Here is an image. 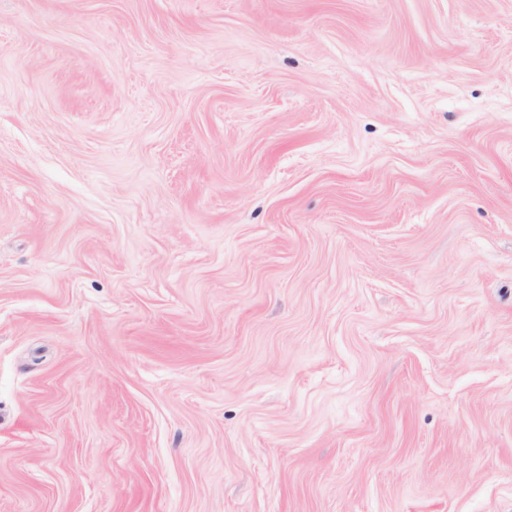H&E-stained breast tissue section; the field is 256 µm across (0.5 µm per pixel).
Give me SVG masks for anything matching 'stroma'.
Wrapping results in <instances>:
<instances>
[{"label":"stroma","instance_id":"obj_1","mask_svg":"<svg viewBox=\"0 0 512 512\" xmlns=\"http://www.w3.org/2000/svg\"><path fill=\"white\" fill-rule=\"evenodd\" d=\"M0 512H512V0H0Z\"/></svg>","mask_w":512,"mask_h":512}]
</instances>
